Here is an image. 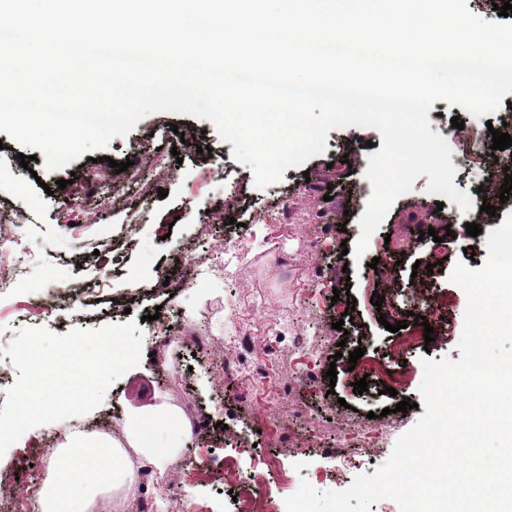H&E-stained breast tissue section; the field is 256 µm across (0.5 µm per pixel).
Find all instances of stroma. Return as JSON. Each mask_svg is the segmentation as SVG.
<instances>
[{
    "label": "stroma",
    "instance_id": "obj_1",
    "mask_svg": "<svg viewBox=\"0 0 512 512\" xmlns=\"http://www.w3.org/2000/svg\"><path fill=\"white\" fill-rule=\"evenodd\" d=\"M506 99L487 119L438 101L430 128L447 141L460 131L451 124L455 116L468 130L501 128L512 112V93ZM179 123L204 132L210 158L187 153L182 161L155 164L154 149L170 145ZM382 145L379 130L370 126L332 129L323 154L287 168L281 180L260 189L251 168L234 160L232 143L212 122L191 115H148L104 151L58 170L42 162L21 167V146L0 133V222L9 226L0 233V261H11L20 244L31 254L16 288L0 294V329L35 326L63 335L75 328L139 324L138 365L77 421L114 430L125 415L163 400L183 410L194 434L169 472L177 497L160 499L159 512H236L224 483L228 460L247 474L259 461L273 459L258 492L279 512L304 482L319 491L347 490L358 475L374 474L393 449L389 441L361 447V433L390 426L400 436L423 415V359H460L467 298L449 273L457 262L473 270L483 266L487 234L512 212V199L495 216L481 212L483 170L452 153L453 184L468 193L472 209L440 201L428 192L427 176H420L370 237L363 259L355 260L341 243H356L361 234L358 221L372 193L365 171L373 148ZM115 160L129 161L127 171L116 172ZM60 179L66 188H57ZM113 181L124 195L106 209L96 191ZM72 197L81 198V206L65 210V199ZM472 222L482 228L475 237L466 233ZM434 224L449 225L452 233L445 243L448 260L436 272L425 267L433 247L427 230ZM129 231L136 245L126 252L121 271H113L112 242ZM229 251L245 254L243 268L225 269ZM198 264L210 266V274L193 276ZM161 276L169 283L159 288ZM60 288L87 296L57 303L47 317L26 311V304ZM337 289L357 300L351 320L341 321L331 304ZM375 295L399 304L428 299L440 316L432 341H415L402 360H393L391 347L402 335L378 323ZM231 303L251 320L255 349L274 351V407L252 386L222 375L225 363L249 362L252 352L223 339ZM338 321L343 330H335ZM189 325L214 337V344L189 341ZM300 336L312 342L308 354L297 349ZM359 346L365 354L349 365V352ZM331 368L337 371L333 380ZM362 379L368 390L359 395L352 385ZM387 386L395 395L384 394ZM405 399L413 409L396 412ZM269 421L282 427V436L264 433ZM63 433L60 427H32L0 455V480L8 493L0 498V512H39L36 491Z\"/></svg>",
    "mask_w": 512,
    "mask_h": 512
}]
</instances>
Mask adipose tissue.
I'll list each match as a JSON object with an SVG mask.
<instances>
[{"instance_id":"1","label":"adipose tissue","mask_w":512,"mask_h":512,"mask_svg":"<svg viewBox=\"0 0 512 512\" xmlns=\"http://www.w3.org/2000/svg\"><path fill=\"white\" fill-rule=\"evenodd\" d=\"M190 435V422L168 402L132 414L116 435H66L37 492L40 512L116 510L135 486L133 460L166 472Z\"/></svg>"}]
</instances>
